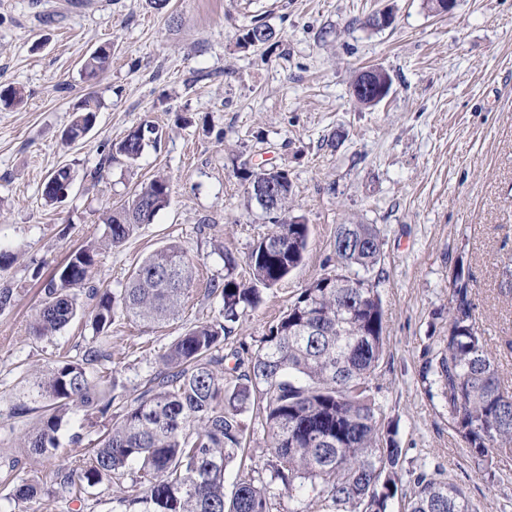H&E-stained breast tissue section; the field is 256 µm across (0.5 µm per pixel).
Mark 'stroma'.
<instances>
[{
  "label": "stroma",
  "instance_id": "obj_1",
  "mask_svg": "<svg viewBox=\"0 0 512 512\" xmlns=\"http://www.w3.org/2000/svg\"><path fill=\"white\" fill-rule=\"evenodd\" d=\"M393 23L367 27L375 11ZM261 22L275 44L246 48L243 29ZM112 45V63L89 79L81 64ZM380 67L393 79L375 106L351 85ZM22 89V104L0 106V512H120L112 486L85 501L52 485L64 459L23 458L19 436L37 413L13 414L24 378L59 353L81 358L91 329L74 320L38 340L29 324L42 285L70 251L100 243L104 211L156 174L169 176L167 208L123 246L102 250L95 277L120 291L152 251L180 243L198 279L178 318L148 326L116 318L104 342L109 371L126 401L143 391L158 358L192 323L217 315L206 297L224 277L222 251L245 258L271 229L246 209L248 170H287L290 210L309 226L304 263L235 324L225 351L254 350L301 288L334 268L340 224H372L383 241L378 292L386 341L373 381L376 403L396 430L404 466L451 475L479 512H512V452L477 464L448 427V408L421 378L428 350L448 333L456 266L470 272L477 323L512 387V293L499 268L512 258V0H456L452 11L428 0H0V85ZM100 109L93 129L66 130L87 96ZM144 123L157 147L132 164L110 160L113 144ZM70 167L61 203L47 204L50 172ZM18 466H11L13 457ZM38 481L45 493L18 504L15 486Z\"/></svg>",
  "mask_w": 512,
  "mask_h": 512
}]
</instances>
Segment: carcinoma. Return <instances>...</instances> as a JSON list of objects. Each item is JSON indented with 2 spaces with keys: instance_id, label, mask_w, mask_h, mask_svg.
<instances>
[{
  "instance_id": "cac0c4a2",
  "label": "carcinoma",
  "mask_w": 512,
  "mask_h": 512,
  "mask_svg": "<svg viewBox=\"0 0 512 512\" xmlns=\"http://www.w3.org/2000/svg\"><path fill=\"white\" fill-rule=\"evenodd\" d=\"M274 38L269 26L255 22L243 30L241 42L261 47ZM111 63L112 51L99 47L84 59L82 71L98 77ZM97 112L94 99H86L67 130L69 139L84 137ZM152 133L150 127L131 131L115 145V154L135 162ZM68 179V170L51 172L45 200L59 202L61 181ZM283 180L278 198L265 205L258 193L249 195V204L275 215L271 235L254 243L245 257L250 283L238 281V259L223 253L224 280L206 288L207 295L222 301L218 315L178 336L129 404L116 391L106 404L99 403L105 377L95 366L112 360V352L96 347L80 360L60 355L45 372L25 379L19 414L29 411V402L42 414L26 433L24 447L31 454L56 455L60 432L75 421L72 441L92 432L97 438L84 458L59 468L53 481L78 500L108 480L128 512H271L266 483L249 477L235 481L229 494L224 487L230 469L248 458L245 413L254 407L267 428L271 480L299 499L298 512H310L314 505L323 512H387L405 476L412 486L405 512H477L464 489L444 474L403 471V450L370 395L385 343L375 275L383 242L374 225H338L336 270L301 289L248 358L236 350L224 355L234 324L305 258L309 225L282 216L291 193L290 180ZM170 199L169 178H152L106 213L105 245L123 246ZM97 255L91 245L77 249L55 271L30 336L51 338L76 318L96 339L120 316L161 325L179 316L196 281L195 263L176 242L146 256L118 293L91 284ZM455 278L459 288L449 300L448 335L438 337L422 379L437 384L448 406L449 428L472 458L483 461L495 449L512 451V390L503 385L498 362L476 326L464 266L455 269ZM83 287L94 301L89 310L71 294ZM230 356L235 363L228 368ZM114 404L118 412L99 424ZM130 475L134 479L127 487ZM42 492L29 482L13 497L24 503Z\"/></svg>"
}]
</instances>
